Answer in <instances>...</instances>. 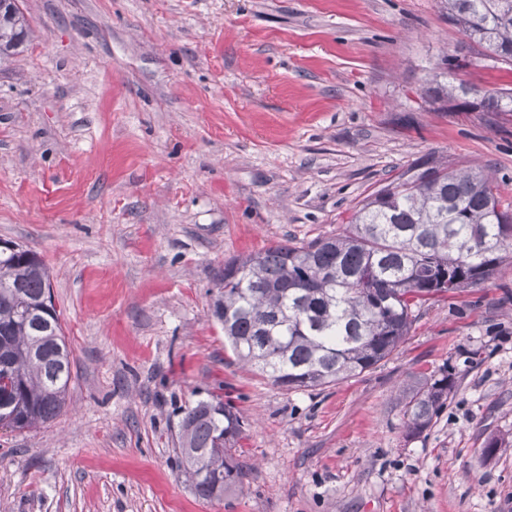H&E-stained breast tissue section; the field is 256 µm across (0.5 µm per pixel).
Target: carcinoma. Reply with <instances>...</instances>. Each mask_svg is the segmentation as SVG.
Instances as JSON below:
<instances>
[{
  "label": "carcinoma",
  "instance_id": "1",
  "mask_svg": "<svg viewBox=\"0 0 512 512\" xmlns=\"http://www.w3.org/2000/svg\"><path fill=\"white\" fill-rule=\"evenodd\" d=\"M448 21L489 42L512 65V0H443ZM28 21L19 0H0V59L19 53ZM474 86L429 89L436 101ZM487 114L512 112V92L485 90ZM512 253V201L492 175L425 155L368 194L339 235L277 244L224 263L213 314L238 359L280 388L316 389L390 357L414 309L495 277ZM72 349L51 296L49 272L28 249L0 252V430L35 428L60 415ZM436 378L404 403L410 433L423 432L448 400ZM241 416L214 396L182 410L177 442L194 494L221 501L247 473L236 457Z\"/></svg>",
  "mask_w": 512,
  "mask_h": 512
}]
</instances>
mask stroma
<instances>
[{
	"label": "stroma",
	"instance_id": "35a3bbf8",
	"mask_svg": "<svg viewBox=\"0 0 512 512\" xmlns=\"http://www.w3.org/2000/svg\"><path fill=\"white\" fill-rule=\"evenodd\" d=\"M20 4L0 239L48 266L73 360L57 418L0 432V512H512V261L322 389L239 365L212 313L225 261L342 233L425 154L490 168L511 200L512 112H441L427 90H512V66L441 0ZM444 373L447 403L409 434L404 394ZM210 393L246 427L248 484L220 502L195 496L176 444ZM493 437L507 446L483 457Z\"/></svg>",
	"mask_w": 512,
	"mask_h": 512
}]
</instances>
